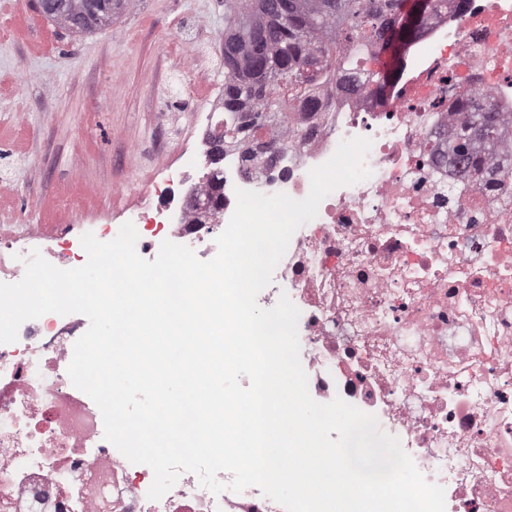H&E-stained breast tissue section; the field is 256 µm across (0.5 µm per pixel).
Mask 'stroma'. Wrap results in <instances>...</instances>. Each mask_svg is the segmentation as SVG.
<instances>
[{
	"label": "stroma",
	"instance_id": "stroma-1",
	"mask_svg": "<svg viewBox=\"0 0 512 512\" xmlns=\"http://www.w3.org/2000/svg\"><path fill=\"white\" fill-rule=\"evenodd\" d=\"M35 0H0V225L45 234L163 206L224 87V0H131L111 28L19 39ZM199 57L185 72L186 48Z\"/></svg>",
	"mask_w": 512,
	"mask_h": 512
}]
</instances>
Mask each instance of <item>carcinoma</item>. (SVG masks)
Returning a JSON list of instances; mask_svg holds the SVG:
<instances>
[{
	"instance_id": "1",
	"label": "carcinoma",
	"mask_w": 512,
	"mask_h": 512,
	"mask_svg": "<svg viewBox=\"0 0 512 512\" xmlns=\"http://www.w3.org/2000/svg\"><path fill=\"white\" fill-rule=\"evenodd\" d=\"M128 3L107 0L99 10L90 0H62L46 17L71 32H92L112 26ZM437 7L438 0H430L402 38L414 41ZM403 16L404 0H224V128L210 137L248 157L266 129L283 126L292 102L323 104L331 83L386 51V34ZM468 101L465 92L459 110L469 116L448 142V158L463 181L481 171L474 159L476 136L496 141L503 135L497 112L477 131L482 114L468 111Z\"/></svg>"
}]
</instances>
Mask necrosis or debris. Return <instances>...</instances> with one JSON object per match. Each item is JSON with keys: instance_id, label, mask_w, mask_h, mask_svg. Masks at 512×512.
Segmentation results:
<instances>
[{"instance_id": "4bbe7bcc", "label": "necrosis or debris", "mask_w": 512, "mask_h": 512, "mask_svg": "<svg viewBox=\"0 0 512 512\" xmlns=\"http://www.w3.org/2000/svg\"><path fill=\"white\" fill-rule=\"evenodd\" d=\"M465 90L509 120L505 141L477 149L491 184H462L440 159ZM325 102L293 106L290 134L251 166L225 153L223 206L190 174L169 181L164 208L134 220L137 252L154 259L168 239L212 259L237 190L304 199L312 168L370 139L369 177L321 201L257 301L289 297L312 398L375 415L443 487L446 512H512V0L441 8L385 95L341 81ZM86 330L48 313L0 344V512H285L259 488L216 495L192 473L149 499L152 469L105 439L68 376Z\"/></svg>"}]
</instances>
